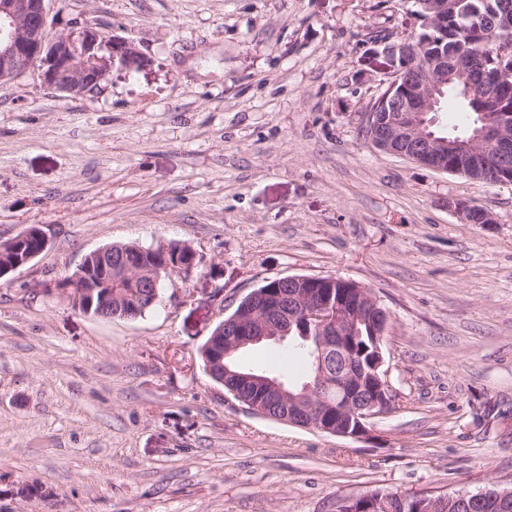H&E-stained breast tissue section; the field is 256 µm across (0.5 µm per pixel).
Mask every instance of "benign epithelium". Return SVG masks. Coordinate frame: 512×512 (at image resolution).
Returning a JSON list of instances; mask_svg holds the SVG:
<instances>
[{
	"mask_svg": "<svg viewBox=\"0 0 512 512\" xmlns=\"http://www.w3.org/2000/svg\"><path fill=\"white\" fill-rule=\"evenodd\" d=\"M52 0H0V83L13 81L30 70H35L41 84L69 97H80L100 87L112 70L138 71L144 58L128 40L105 35L91 21L73 20L65 33L48 35V19ZM407 45H390L383 54L390 60V89L399 83L402 67L398 60L405 56ZM448 61L440 58L425 65L408 101L385 120L380 135L372 144L380 150L414 161L437 172H448L442 148L448 141L429 131L427 116L439 104L437 93L448 83L442 71ZM492 132L496 160L501 169L512 167V114L502 118ZM168 240H160L146 248L136 247L119 254L117 270L139 279V287L150 288L149 304L159 300V282L162 276L190 271L196 263V253L188 245H181L190 264L170 261ZM48 246L45 233L33 226L19 236L0 242V276L14 271L34 260ZM112 246L96 249L85 255L77 266L79 274L72 284L55 287L58 295L68 299L74 308L84 300H99L104 310L112 311V291L101 288V283L112 280ZM288 292L269 290L253 293L245 302L262 317L238 313L228 328L230 344L224 355H229L250 344L264 340L283 342L288 338L290 324L302 319L316 333L318 360L334 350L340 357L351 353L356 337L352 336L354 320L371 315L381 325V331L372 337L373 352L370 368L353 363L347 374L336 373V420L324 417L323 399L303 400L292 396L285 383L277 377L254 376L232 372L224 368L225 377L233 379L228 394L252 414L283 421L295 427L315 430L328 435L365 441L371 436L372 419L383 414L391 403L387 371L383 370L380 343L388 323V313L373 295L358 296L353 302L334 298L338 284L356 288L358 284L338 278H286ZM251 383L262 384L263 392L257 400H243L237 388Z\"/></svg>",
	"mask_w": 512,
	"mask_h": 512,
	"instance_id": "obj_1",
	"label": "benign epithelium"
}]
</instances>
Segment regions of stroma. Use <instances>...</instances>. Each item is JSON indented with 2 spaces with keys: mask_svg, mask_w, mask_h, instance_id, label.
<instances>
[{
  "mask_svg": "<svg viewBox=\"0 0 512 512\" xmlns=\"http://www.w3.org/2000/svg\"><path fill=\"white\" fill-rule=\"evenodd\" d=\"M409 0H54L132 41L144 67L67 97L0 84V241L47 249L0 277V512H335L380 489L512 483V183L441 173L362 135L380 40ZM488 212L460 220L454 204ZM177 240L197 265L136 319L48 290L89 252ZM289 275L388 311L389 411L366 442L246 411L199 351ZM240 362L296 374L288 346Z\"/></svg>",
  "mask_w": 512,
  "mask_h": 512,
  "instance_id": "35a3bbf8",
  "label": "stroma"
}]
</instances>
